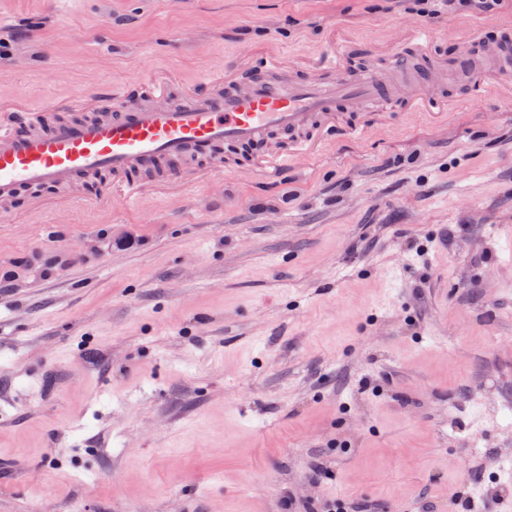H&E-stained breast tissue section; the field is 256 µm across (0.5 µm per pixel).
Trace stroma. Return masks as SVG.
Returning a JSON list of instances; mask_svg holds the SVG:
<instances>
[{
    "label": "stroma",
    "instance_id": "obj_1",
    "mask_svg": "<svg viewBox=\"0 0 512 512\" xmlns=\"http://www.w3.org/2000/svg\"><path fill=\"white\" fill-rule=\"evenodd\" d=\"M493 12L436 0H0V105L182 94L259 55L408 29L453 57ZM324 134L221 179L0 223V512H475L512 505V102Z\"/></svg>",
    "mask_w": 512,
    "mask_h": 512
}]
</instances>
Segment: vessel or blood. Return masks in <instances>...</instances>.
I'll list each match as a JSON object with an SVG mask.
<instances>
[{"mask_svg": "<svg viewBox=\"0 0 512 512\" xmlns=\"http://www.w3.org/2000/svg\"><path fill=\"white\" fill-rule=\"evenodd\" d=\"M415 53L394 60L383 73L348 74L340 54L317 67L264 60L246 87L225 76L211 78L205 92L169 98L155 104L145 94L119 90L110 108L85 117L53 115L28 118L14 106L12 120L0 121V219L9 204L29 189L62 191L86 178L107 173L127 199L146 188L171 187L185 172L181 160L204 156L203 173L223 170L221 146L256 148L279 136L277 152L257 155L252 169L267 177L286 162L309 155L320 132L362 134L353 121L356 109L381 100L393 101L399 88L416 89L407 111L433 116L448 112L440 83L448 78L445 59L434 56L420 32H404ZM478 37L464 42L455 63L469 76L512 74V55L500 48L478 50Z\"/></svg>", "mask_w": 512, "mask_h": 512, "instance_id": "1", "label": "vessel or blood"}]
</instances>
